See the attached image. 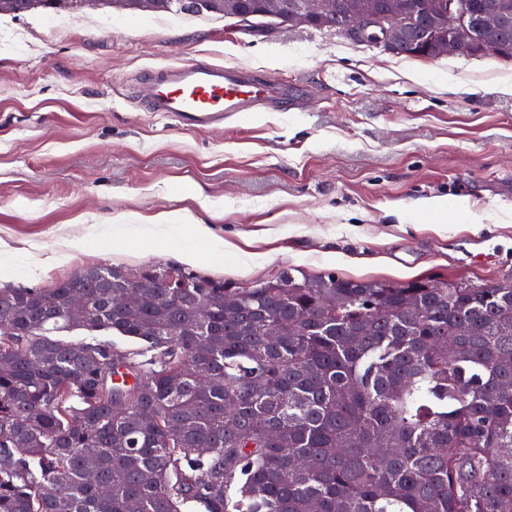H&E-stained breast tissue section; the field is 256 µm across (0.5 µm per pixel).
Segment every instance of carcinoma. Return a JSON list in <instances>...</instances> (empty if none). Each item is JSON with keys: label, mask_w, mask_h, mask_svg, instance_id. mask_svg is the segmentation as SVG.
Here are the masks:
<instances>
[{"label": "carcinoma", "mask_w": 512, "mask_h": 512, "mask_svg": "<svg viewBox=\"0 0 512 512\" xmlns=\"http://www.w3.org/2000/svg\"><path fill=\"white\" fill-rule=\"evenodd\" d=\"M133 273L0 286V512H512L511 279ZM135 287L137 306L109 305ZM64 329L137 347L52 336Z\"/></svg>", "instance_id": "1"}]
</instances>
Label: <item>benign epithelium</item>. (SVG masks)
Here are the masks:
<instances>
[{
  "label": "benign epithelium",
  "mask_w": 512,
  "mask_h": 512,
  "mask_svg": "<svg viewBox=\"0 0 512 512\" xmlns=\"http://www.w3.org/2000/svg\"><path fill=\"white\" fill-rule=\"evenodd\" d=\"M343 18L342 33L360 42L372 39L377 46L392 54L400 52L412 30L427 31L435 27L442 16H426L410 13L400 0H298L291 12L284 13L279 0H265L264 6L253 14L243 17L248 24H261L274 18L285 23H313L324 20L331 11ZM512 23V12L504 7L492 6L481 11L478 19L462 17L448 34L441 35L433 43L439 56H468L479 53H493L506 56L512 53V46L496 40L497 34Z\"/></svg>",
  "instance_id": "benign-epithelium-1"
}]
</instances>
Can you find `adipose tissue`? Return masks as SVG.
Masks as SVG:
<instances>
[{
  "instance_id": "obj_1",
  "label": "adipose tissue",
  "mask_w": 512,
  "mask_h": 512,
  "mask_svg": "<svg viewBox=\"0 0 512 512\" xmlns=\"http://www.w3.org/2000/svg\"><path fill=\"white\" fill-rule=\"evenodd\" d=\"M147 232H159L163 247L173 249L187 262L196 261L199 245H206L211 257L223 258L227 248L223 238L216 236L207 224L191 220L189 215L163 210L143 224Z\"/></svg>"
}]
</instances>
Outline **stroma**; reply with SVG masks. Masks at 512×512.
<instances>
[{
  "label": "stroma",
  "instance_id": "stroma-1",
  "mask_svg": "<svg viewBox=\"0 0 512 512\" xmlns=\"http://www.w3.org/2000/svg\"><path fill=\"white\" fill-rule=\"evenodd\" d=\"M181 61L285 80L297 99L206 131L132 104L128 76ZM430 198L467 199L470 213L406 221ZM161 210L234 245L188 268L236 286L297 268L397 284L512 276V61L406 57L214 13L0 15V243L38 264L13 285L180 264L151 239L107 238L113 215ZM92 236L101 247L73 249ZM250 254L262 262L239 267Z\"/></svg>",
  "mask_w": 512,
  "mask_h": 512
}]
</instances>
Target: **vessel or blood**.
Instances as JSON below:
<instances>
[{"label": "vessel or blood", "mask_w": 512, "mask_h": 512, "mask_svg": "<svg viewBox=\"0 0 512 512\" xmlns=\"http://www.w3.org/2000/svg\"><path fill=\"white\" fill-rule=\"evenodd\" d=\"M145 108L175 115L183 127L215 129L235 116L286 109L293 87L261 80L244 68L180 62L149 70Z\"/></svg>", "instance_id": "obj_1"}]
</instances>
